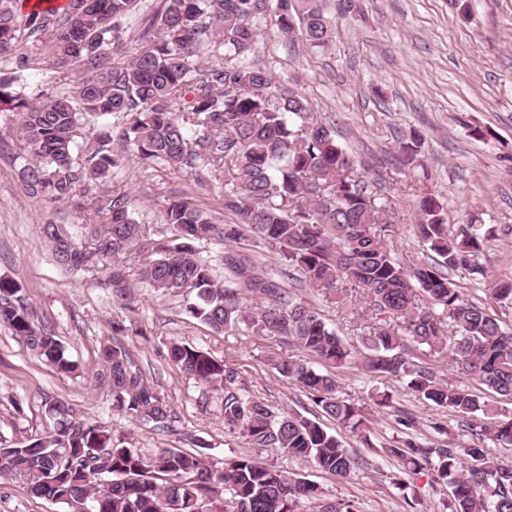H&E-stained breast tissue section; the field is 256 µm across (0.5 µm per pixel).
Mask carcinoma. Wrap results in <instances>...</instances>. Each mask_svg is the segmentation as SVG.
Returning a JSON list of instances; mask_svg holds the SVG:
<instances>
[{
	"label": "carcinoma",
	"instance_id": "obj_1",
	"mask_svg": "<svg viewBox=\"0 0 512 512\" xmlns=\"http://www.w3.org/2000/svg\"><path fill=\"white\" fill-rule=\"evenodd\" d=\"M137 11L133 37L129 19ZM270 22L289 39L302 31L311 49L330 48L334 28L318 0H66L26 10L22 0H0V65L15 66L7 77L0 70V90L22 88L11 99L25 190L106 218L81 225L79 236L64 224H43L53 257L67 272L113 258L101 286L117 301L129 299L136 275L157 292L182 296L184 310L216 333L261 332L302 348L327 369L288 356L274 368L366 444V420L339 395L332 370L355 359L365 372L405 381L424 400L467 416L471 440H396L385 452L405 472L427 469L449 485L451 512H512V465L485 448L487 440L512 446V407L449 384L414 361L409 348L447 357L512 399V332L499 315L466 299L451 276L482 273L491 229L470 223L451 230L444 205L426 193L417 201L416 237L427 260L401 263L385 239V209L335 131L290 82L253 61ZM133 40L139 48L126 60ZM33 49L56 72L75 74L64 91L23 92ZM113 120L123 122L119 151ZM423 144L413 131L401 152L413 161ZM132 160L201 187L206 173L231 172L220 191L230 221L215 223L210 209L178 191L166 199L165 228L144 231L126 192H99ZM205 242L223 247L222 281L200 255ZM262 252L275 263H260ZM297 288L326 301L353 296L378 317L359 328V357ZM21 292L18 282L0 278V325L57 372L75 373L78 365L34 322ZM491 298L512 301V279L495 284ZM253 302L261 309L251 311ZM168 357L219 393L224 426L254 447L280 448L340 477L356 469L336 435L249 394L241 372L225 360L179 340L171 341ZM98 359L97 380L111 392L114 410L170 429L171 407L124 346L105 345ZM48 413L54 426L47 436L0 446V477H28L31 497L65 512H297L302 500L321 498L319 486L248 455L214 461L199 439L196 453L161 449L149 458L107 427L74 417L62 400Z\"/></svg>",
	"mask_w": 512,
	"mask_h": 512
}]
</instances>
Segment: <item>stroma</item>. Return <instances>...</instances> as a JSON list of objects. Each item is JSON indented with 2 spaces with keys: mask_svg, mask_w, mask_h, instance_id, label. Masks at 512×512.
I'll use <instances>...</instances> for the list:
<instances>
[{
  "mask_svg": "<svg viewBox=\"0 0 512 512\" xmlns=\"http://www.w3.org/2000/svg\"><path fill=\"white\" fill-rule=\"evenodd\" d=\"M461 16L450 0H355L342 11L339 0H321L335 23L332 47L310 50L301 38L286 39L274 27L263 30L255 59L276 78L293 80L316 112L334 127L359 176L378 184L393 232L389 246L404 263L420 257L414 202L433 193L445 202L448 226L477 219L492 226L494 239L481 263L485 279L456 273L467 298L492 306L490 281L512 277V0H469ZM18 118L0 105V276L18 280L35 321L47 327L79 365L63 375L37 358L0 326V445L50 432V402L69 404L76 417L124 434L146 456L161 448L193 451L201 439L211 457L246 454L289 475L319 485L325 501L351 505L354 512H446L451 489L429 471L403 473L384 448L395 440H437L434 423L447 425L469 443L468 420L420 399L405 382L371 377L353 366L335 372L341 397L360 407L372 447L314 405L306 392L280 378L273 362L306 353L265 335L224 336L183 310L182 297L130 282L128 304L113 301L100 287L105 268L68 273L54 261L39 226L57 218L73 222L65 204L28 197L17 156L22 142ZM484 138H475L473 129ZM425 140L420 161L407 165L398 146L411 131ZM129 194L139 223L160 227L170 192L195 193L191 180L131 163L119 183L102 193ZM179 339L228 361L242 373L251 394L271 405L319 421L359 459L347 477L316 468L278 448H254L227 432L218 400L205 398L193 379L169 361L168 346ZM119 342L176 415L171 431L131 420L112 409V396L96 380L100 344ZM388 393L389 407L374 403ZM409 413L414 427L400 424ZM26 478L0 479V512H64L31 498Z\"/></svg>",
  "mask_w": 512,
  "mask_h": 512,
  "instance_id": "35a3bbf8",
  "label": "stroma"
}]
</instances>
